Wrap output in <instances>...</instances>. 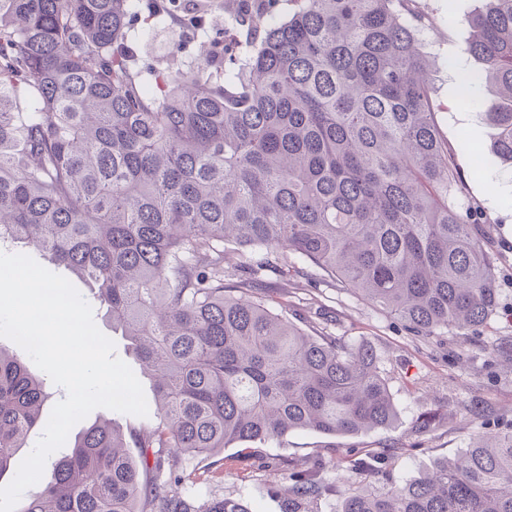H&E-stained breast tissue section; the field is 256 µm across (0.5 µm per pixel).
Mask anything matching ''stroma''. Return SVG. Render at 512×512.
<instances>
[{
    "label": "stroma",
    "mask_w": 512,
    "mask_h": 512,
    "mask_svg": "<svg viewBox=\"0 0 512 512\" xmlns=\"http://www.w3.org/2000/svg\"><path fill=\"white\" fill-rule=\"evenodd\" d=\"M418 2L428 15L422 46L435 61L434 122L464 181L458 200L482 218V241L498 288L497 309L487 323L464 336L453 329L428 338L414 336L338 281L283 253L295 268L290 281L268 276L257 295L287 304L288 319L305 330L371 346L397 418L388 427L353 437L298 430L280 441L237 442L211 456H181L182 489L198 500L240 499L252 512H286V497L279 492L285 474L279 464L289 461L316 469L323 492L308 504V512H341L348 489H379L418 478L438 462L460 455L479 432H512V365L502 358L512 346V168L500 164L490 150L494 131L483 108L490 89L477 88L469 105L460 102L464 73L481 67L464 52L471 37L464 19L481 9L484 0ZM477 163L484 169L480 178L471 175ZM348 448H390L394 454L378 474L366 478L351 473L349 487L340 488L338 462Z\"/></svg>",
    "instance_id": "35a3bbf8"
}]
</instances>
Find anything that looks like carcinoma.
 Here are the masks:
<instances>
[{
  "mask_svg": "<svg viewBox=\"0 0 512 512\" xmlns=\"http://www.w3.org/2000/svg\"><path fill=\"white\" fill-rule=\"evenodd\" d=\"M168 17L182 33L207 25L192 0H0V247L90 284L157 407L126 435L110 419L82 427L21 512H251L179 492L178 458L395 420L372 348L313 336L251 294L268 254L298 256L415 336L479 326L497 305L480 218L452 201L461 179L433 122L415 0H255L239 35L198 58L179 38L142 56L129 29ZM467 24L482 69L465 73L462 101L492 89L493 151L512 164V0ZM226 242L257 257L232 285ZM47 398L0 346V476L45 428ZM287 479L288 512H305L316 472L290 465ZM342 512H512V434L350 492Z\"/></svg>",
  "mask_w": 512,
  "mask_h": 512,
  "instance_id": "carcinoma-1",
  "label": "carcinoma"
}]
</instances>
